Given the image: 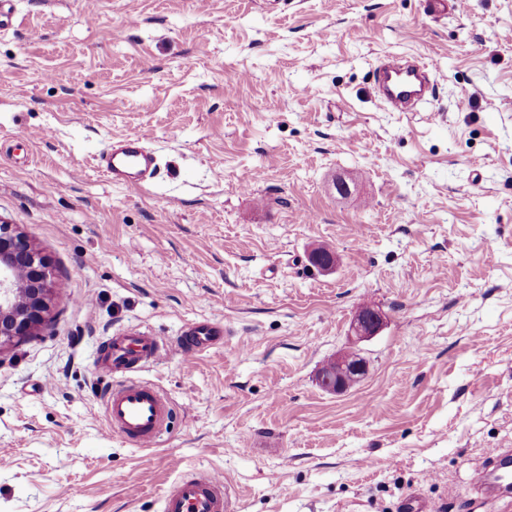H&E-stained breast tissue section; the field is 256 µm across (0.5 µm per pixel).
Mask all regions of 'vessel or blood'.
<instances>
[{
	"label": "vessel or blood",
	"instance_id": "vessel-or-blood-1",
	"mask_svg": "<svg viewBox=\"0 0 512 512\" xmlns=\"http://www.w3.org/2000/svg\"><path fill=\"white\" fill-rule=\"evenodd\" d=\"M376 81L388 104L401 112L433 91L430 68L417 56L382 64ZM100 167L112 183L135 189L155 177L158 164L155 153L146 147L145 135L130 133L113 142L111 150L102 154ZM219 334L218 328L202 323L185 332L175 343L146 330L113 336L108 355L99 363L105 376L123 377L122 383L112 385L103 394L110 431L137 447L157 446L168 430L172 408L160 390L135 380V373L172 351L187 358L201 354ZM478 491L486 497L512 496V450L487 451L478 477ZM162 509L163 512H231L230 488L217 472L184 476L165 493Z\"/></svg>",
	"mask_w": 512,
	"mask_h": 512
}]
</instances>
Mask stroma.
<instances>
[{
    "label": "stroma",
    "mask_w": 512,
    "mask_h": 512,
    "mask_svg": "<svg viewBox=\"0 0 512 512\" xmlns=\"http://www.w3.org/2000/svg\"><path fill=\"white\" fill-rule=\"evenodd\" d=\"M0 30V222L52 272L45 324L0 353V512H161L223 473L234 512L472 508L512 446V0H13ZM432 60L389 111L372 72ZM142 131L135 190L99 157ZM337 256L333 273L312 249ZM383 329L352 345L362 307ZM222 344L139 377L173 404L138 448L107 428L109 336ZM357 348L365 376L323 390ZM357 352L351 350L341 353L330 360L321 370L320 386L327 392L341 394L347 391L365 374V366L360 358L354 357ZM356 360H359L356 362Z\"/></svg>",
    "instance_id": "obj_1"
}]
</instances>
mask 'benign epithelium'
I'll use <instances>...</instances> for the list:
<instances>
[{"label": "benign epithelium", "mask_w": 512, "mask_h": 512, "mask_svg": "<svg viewBox=\"0 0 512 512\" xmlns=\"http://www.w3.org/2000/svg\"><path fill=\"white\" fill-rule=\"evenodd\" d=\"M52 288L48 265L29 238L8 224L0 225V350L35 335L46 321ZM383 325L380 310L365 309L351 323L354 344L376 335ZM365 374L355 351L341 353L321 370L320 386L341 394Z\"/></svg>", "instance_id": "obj_1"}]
</instances>
